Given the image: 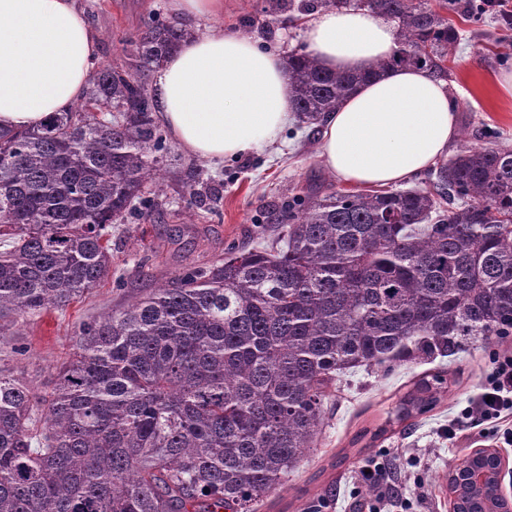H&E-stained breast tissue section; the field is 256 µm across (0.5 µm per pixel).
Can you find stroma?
I'll list each match as a JSON object with an SVG mask.
<instances>
[{
    "label": "stroma",
    "mask_w": 512,
    "mask_h": 512,
    "mask_svg": "<svg viewBox=\"0 0 512 512\" xmlns=\"http://www.w3.org/2000/svg\"><path fill=\"white\" fill-rule=\"evenodd\" d=\"M99 36L98 61L123 59L128 40L155 19L171 20L168 0H80ZM265 0H224L225 31L246 32L275 54L303 45L304 16L291 10L273 26H263ZM512 71V38L496 23L463 24L450 64L448 87L459 106V127L449 153L484 144L495 133L512 146V93L498 84ZM159 208L151 220L129 219L112 227V278L61 311L47 308L0 325V365L24 376L37 393L50 390L57 367L71 350L81 322L126 303L131 296L161 286L178 273L205 267L231 246H256L274 239L282 202L312 184L341 188L322 164L317 130L289 126L263 151L215 165L173 148ZM23 356H13L15 347ZM493 348L474 344L431 363L394 362L389 371L347 376L325 404L326 421L317 448L257 512H308L325 501L324 512H368L372 502L357 476L370 461L384 462L390 484L409 512H452L448 465L477 448L500 452L508 466L502 486L512 499V446L462 424L446 439L449 419L476 400L492 369ZM448 372V392L432 410L404 421L392 414L402 396L423 376Z\"/></svg>",
    "instance_id": "35a3bbf8"
}]
</instances>
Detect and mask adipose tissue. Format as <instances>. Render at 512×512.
I'll return each mask as SVG.
<instances>
[{
	"label": "adipose tissue",
	"instance_id": "ef3b65f1",
	"mask_svg": "<svg viewBox=\"0 0 512 512\" xmlns=\"http://www.w3.org/2000/svg\"><path fill=\"white\" fill-rule=\"evenodd\" d=\"M304 43L331 72L364 71L397 47L390 21L342 8L311 14ZM98 37L78 0H0V129H33L82 98ZM156 118L189 156L222 163L263 150L295 121L283 62L244 33L205 31L154 74ZM458 131L445 80L420 68L370 77L320 127L342 182L395 186L431 167Z\"/></svg>",
	"mask_w": 512,
	"mask_h": 512
}]
</instances>
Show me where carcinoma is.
<instances>
[{"label": "carcinoma", "instance_id": "cac0c4a2", "mask_svg": "<svg viewBox=\"0 0 512 512\" xmlns=\"http://www.w3.org/2000/svg\"><path fill=\"white\" fill-rule=\"evenodd\" d=\"M352 7L395 23L398 48L363 72H328L299 48L285 65L297 122L315 125L370 75H450L456 13L476 0H268ZM157 20L120 65L36 129L0 131V320L66 309L112 276V225L156 206L172 146L150 73L190 38ZM434 190L310 187L282 236L230 248L82 323L50 395L0 368V512H254L316 447L336 377L432 360L512 335V148L466 147ZM448 392L420 379L397 417Z\"/></svg>", "mask_w": 512, "mask_h": 512}]
</instances>
